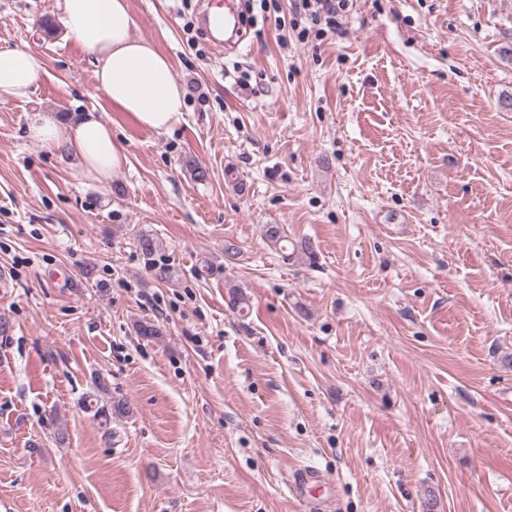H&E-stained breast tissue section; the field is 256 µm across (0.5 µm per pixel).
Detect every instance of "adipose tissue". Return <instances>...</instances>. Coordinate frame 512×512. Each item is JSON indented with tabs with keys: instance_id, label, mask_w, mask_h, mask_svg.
<instances>
[{
	"instance_id": "obj_1",
	"label": "adipose tissue",
	"mask_w": 512,
	"mask_h": 512,
	"mask_svg": "<svg viewBox=\"0 0 512 512\" xmlns=\"http://www.w3.org/2000/svg\"><path fill=\"white\" fill-rule=\"evenodd\" d=\"M59 9L69 34L93 57L96 85L113 108L157 132L180 120L185 90L170 60L137 33L127 0H59ZM41 70L42 61L32 52L0 48V96H25ZM27 130L31 140L65 149L88 179L108 181L127 163L111 125L93 111L64 118L38 112Z\"/></svg>"
}]
</instances>
